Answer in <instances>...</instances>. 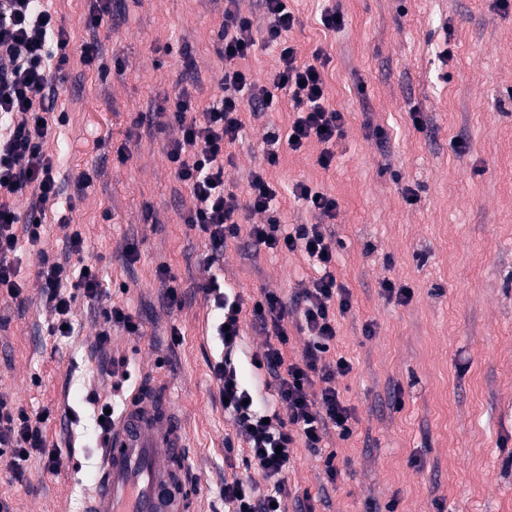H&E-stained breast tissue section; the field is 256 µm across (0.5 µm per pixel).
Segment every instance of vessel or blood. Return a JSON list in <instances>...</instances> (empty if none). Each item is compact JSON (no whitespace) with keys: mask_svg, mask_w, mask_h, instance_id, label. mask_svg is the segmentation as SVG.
Returning a JSON list of instances; mask_svg holds the SVG:
<instances>
[{"mask_svg":"<svg viewBox=\"0 0 512 512\" xmlns=\"http://www.w3.org/2000/svg\"><path fill=\"white\" fill-rule=\"evenodd\" d=\"M185 448L172 394L135 393L107 434L89 512H188Z\"/></svg>","mask_w":512,"mask_h":512,"instance_id":"b4317fda","label":"vessel or blood"}]
</instances>
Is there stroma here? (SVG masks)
<instances>
[{
	"label": "stroma",
	"mask_w": 512,
	"mask_h": 512,
	"mask_svg": "<svg viewBox=\"0 0 512 512\" xmlns=\"http://www.w3.org/2000/svg\"><path fill=\"white\" fill-rule=\"evenodd\" d=\"M99 4H49L73 55L56 81L55 109L66 119L47 145L61 194L46 206L40 243L21 244V301L0 298V395L29 414L48 412L42 428L65 463L52 473L32 455L18 481L0 460V502L9 512H83L105 444L102 405L122 407L141 386L160 383L185 418L194 512H230L225 481L267 483L219 399L212 312L198 286L212 272L245 303L265 290L286 301L312 269L297 251L254 252L244 232L207 265L210 245L184 224L192 201L163 151L176 126L133 125L173 97L185 50L196 62L193 94L223 96L225 0H112L92 31L86 19ZM288 8L290 42L302 58L318 48L328 55L327 103L348 123L326 170L320 144L280 145L270 171L276 217L291 228L316 223L292 194L299 180L338 201L329 226L335 274L353 308L325 358L350 361L336 388L357 417L351 438L326 441L336 480L325 474L326 451L293 448L288 512H301L304 497L315 512H512V4L288 0ZM328 9L343 14L342 28L322 26ZM92 40L100 58L88 69L78 52ZM292 119L284 100L247 122L224 166L226 187L245 195L267 127ZM83 171L93 180L80 190ZM72 230L100 270L105 302L142 325L136 336L112 329L109 354L124 375H106L92 357L100 321L83 294L71 304L74 333L47 330L54 312L37 277L40 256L63 255ZM130 247L138 254L131 267ZM162 265L181 307L164 302ZM386 279L409 290L407 303L382 296ZM367 324L373 335H364Z\"/></svg>",
	"instance_id": "stroma-1"
}]
</instances>
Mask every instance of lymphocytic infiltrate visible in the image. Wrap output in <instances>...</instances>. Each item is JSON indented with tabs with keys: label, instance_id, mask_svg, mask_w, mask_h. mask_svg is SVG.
I'll return each mask as SVG.
<instances>
[{
	"label": "lymphocytic infiltrate",
	"instance_id": "lymphocytic-infiltrate-1",
	"mask_svg": "<svg viewBox=\"0 0 512 512\" xmlns=\"http://www.w3.org/2000/svg\"><path fill=\"white\" fill-rule=\"evenodd\" d=\"M237 2L226 0L224 26L218 33L219 53L224 58L223 98L204 105L184 87L157 114L180 131L178 138L165 144L164 153L193 200L183 222L209 241L211 262H219L227 241L239 236L241 213L246 210L269 216L267 223L249 227L255 251L298 250L308 256L316 271L310 287L297 292L288 304L267 291L252 307H245L240 296L231 294L223 279L214 274L200 286L212 302L211 333L221 347L210 369L219 383L220 396L226 399L224 411L236 421L249 444L251 459L268 482L264 492L247 479L225 483L224 501L232 505L233 512H286L287 474L295 445L317 450L323 448L329 434L346 440L355 432V413L334 385L335 378L347 375L351 365L342 357L332 364L323 361L336 339L337 318L351 310L352 300L336 280V249L325 226L326 220L336 216V198L306 182H295L294 197L318 212L322 221L280 233L273 216L279 192L266 169L277 164L276 147L283 141L295 152L313 141L321 144L318 164L329 168L334 158L332 147L343 135L347 117L326 103L327 56L318 51L312 61H300L295 45L287 41L296 18L286 0H263L265 22L259 28L241 14ZM260 43L279 49L280 66L265 85L253 82L247 71L236 66ZM68 46V36L45 0H0V294L16 301L23 292L19 242L39 240L45 207L61 190L56 160L45 145L57 128L53 81L70 65ZM281 91L296 117L287 134L275 128L266 132L265 166L251 173L248 200L239 202L237 193L224 185V149L238 140L244 114L275 110ZM24 192L30 199L22 217L9 199ZM40 263L42 292L55 313L48 330L58 335L72 322V289L82 290L90 301H99L104 294L102 277L92 264L74 268L68 260L59 262L46 256ZM248 315L273 338L263 354L249 361L253 372L265 374L259 387L246 384L231 360ZM293 316L307 332L308 341L290 360L285 348L287 324ZM102 317L93 353L101 370L113 375L119 364L108 352L112 326H122L136 335L141 325L114 304L103 308ZM45 420V414L30 416L0 396V458H7L15 476H22L23 462L34 454L43 458L48 470L63 466L60 450L46 444L41 428Z\"/></svg>",
	"mask_w": 512,
	"mask_h": 512
}]
</instances>
